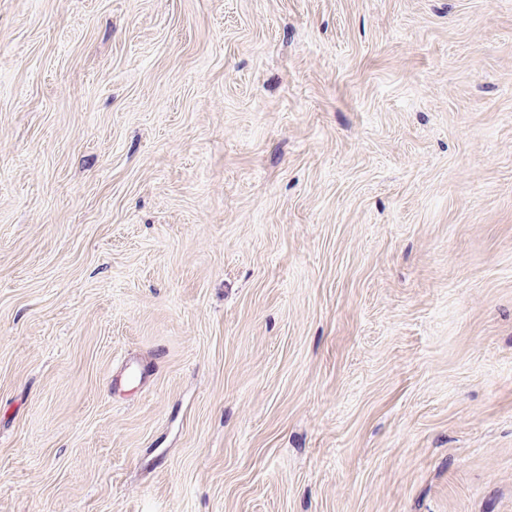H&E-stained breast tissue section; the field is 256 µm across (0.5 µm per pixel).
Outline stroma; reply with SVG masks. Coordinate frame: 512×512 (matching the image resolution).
I'll use <instances>...</instances> for the list:
<instances>
[{
  "instance_id": "obj_1",
  "label": "stroma",
  "mask_w": 512,
  "mask_h": 512,
  "mask_svg": "<svg viewBox=\"0 0 512 512\" xmlns=\"http://www.w3.org/2000/svg\"><path fill=\"white\" fill-rule=\"evenodd\" d=\"M0 512H512V0H0Z\"/></svg>"
}]
</instances>
